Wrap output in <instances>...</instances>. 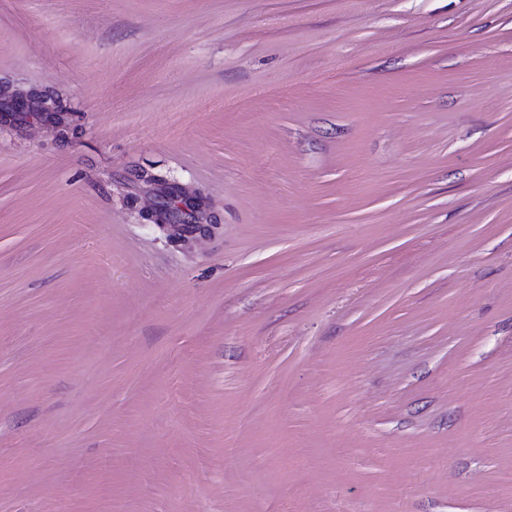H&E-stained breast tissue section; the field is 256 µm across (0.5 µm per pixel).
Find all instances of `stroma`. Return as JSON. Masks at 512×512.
Here are the masks:
<instances>
[{"label": "stroma", "instance_id": "stroma-1", "mask_svg": "<svg viewBox=\"0 0 512 512\" xmlns=\"http://www.w3.org/2000/svg\"><path fill=\"white\" fill-rule=\"evenodd\" d=\"M0 512H512V0H0ZM148 216L174 242H185L197 234H211L216 228L212 224H196L197 221L191 211L182 215L167 208H159Z\"/></svg>", "mask_w": 512, "mask_h": 512}]
</instances>
